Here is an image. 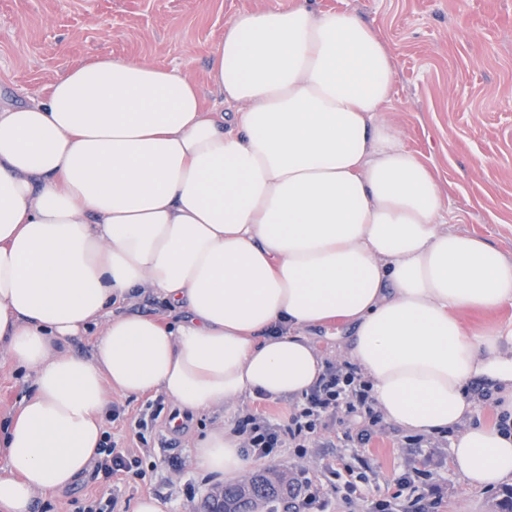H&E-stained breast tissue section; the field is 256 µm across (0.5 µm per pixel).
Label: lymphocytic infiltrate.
I'll return each mask as SVG.
<instances>
[{
  "label": "lymphocytic infiltrate",
  "instance_id": "obj_1",
  "mask_svg": "<svg viewBox=\"0 0 512 512\" xmlns=\"http://www.w3.org/2000/svg\"><path fill=\"white\" fill-rule=\"evenodd\" d=\"M339 414L350 421L367 420L368 430L357 436L362 444L370 441L371 427L381 421L368 382L346 362L329 364L318 384L289 414L286 424L271 423L262 415L248 411L239 416L236 430L243 436L246 450L257 457H273L284 448L300 449L307 456L318 445L322 422ZM331 475L330 485L323 486L312 483L305 470H297L292 479L293 512H329L336 499L351 508L363 507L364 512H429L435 505L430 498L432 474L424 469L406 470L392 492L366 505L361 504L359 491L364 475L357 472L348 454L338 457Z\"/></svg>",
  "mask_w": 512,
  "mask_h": 512
}]
</instances>
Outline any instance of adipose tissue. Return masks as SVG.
<instances>
[{
    "mask_svg": "<svg viewBox=\"0 0 512 512\" xmlns=\"http://www.w3.org/2000/svg\"><path fill=\"white\" fill-rule=\"evenodd\" d=\"M395 73L357 13L294 0L225 23L222 106L106 53L0 106V348L33 374L0 432V512L95 467L111 392L189 413L303 397L328 365L309 332L332 322L387 422L449 435L468 487L512 484V435L466 392L486 381L512 412V327L462 317L512 305V259L444 230L431 170L381 115ZM145 288L177 324L122 311ZM98 323L91 356L66 348ZM242 448L218 426L192 461L233 478Z\"/></svg>",
    "mask_w": 512,
    "mask_h": 512,
    "instance_id": "ef3b65f1",
    "label": "adipose tissue"
}]
</instances>
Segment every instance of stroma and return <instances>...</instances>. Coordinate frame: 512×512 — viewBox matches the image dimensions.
<instances>
[{
	"label": "stroma",
	"instance_id": "1",
	"mask_svg": "<svg viewBox=\"0 0 512 512\" xmlns=\"http://www.w3.org/2000/svg\"><path fill=\"white\" fill-rule=\"evenodd\" d=\"M292 0H0V104L20 105L41 94L63 72L92 57H115L177 69L206 97L221 102L209 81L210 53L237 12L287 8ZM322 8L358 13L396 54L394 98L385 112L405 146L435 175L449 205L448 231L476 233L512 259V0H316ZM31 374L0 351V427L30 386ZM239 409L190 416L185 429L159 421L152 448L156 471L122 481L91 471L61 499L38 501L35 512H75L77 506L116 496L117 512H132L139 497L154 496L168 512H200L224 477L191 462L190 446L208 429L235 423ZM350 423L326 419V448L318 459L293 451L252 459L251 471L307 467L314 482L329 479L332 444ZM406 432L385 424L362 453L371 473L362 492L372 499L391 491L404 469L432 471L441 487L438 512H503L512 485L486 491L462 483L446 448L411 453Z\"/></svg>",
	"mask_w": 512,
	"mask_h": 512
}]
</instances>
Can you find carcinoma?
<instances>
[{
  "mask_svg": "<svg viewBox=\"0 0 512 512\" xmlns=\"http://www.w3.org/2000/svg\"><path fill=\"white\" fill-rule=\"evenodd\" d=\"M292 494L288 474L277 470H264L245 482L228 483L219 491L218 499L208 501L212 512H288Z\"/></svg>",
  "mask_w": 512,
  "mask_h": 512,
  "instance_id": "1",
  "label": "carcinoma"
}]
</instances>
